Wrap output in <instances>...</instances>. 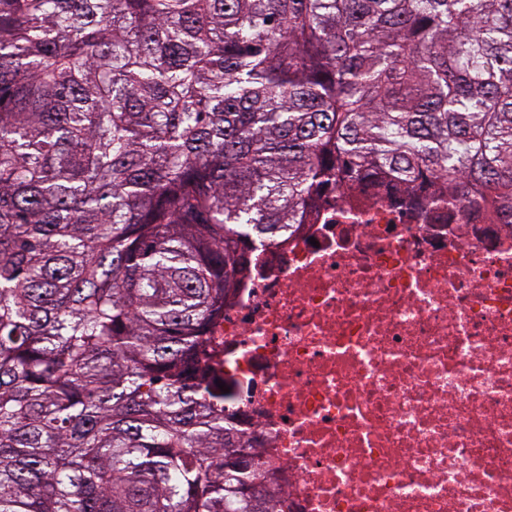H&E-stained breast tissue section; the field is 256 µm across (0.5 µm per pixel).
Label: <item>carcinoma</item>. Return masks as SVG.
I'll use <instances>...</instances> for the list:
<instances>
[{
  "label": "carcinoma",
  "instance_id": "carcinoma-1",
  "mask_svg": "<svg viewBox=\"0 0 512 512\" xmlns=\"http://www.w3.org/2000/svg\"><path fill=\"white\" fill-rule=\"evenodd\" d=\"M387 182L512 217V0H0V512H275L209 324Z\"/></svg>",
  "mask_w": 512,
  "mask_h": 512
}]
</instances>
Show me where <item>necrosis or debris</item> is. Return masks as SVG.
I'll return each mask as SVG.
<instances>
[{
	"mask_svg": "<svg viewBox=\"0 0 512 512\" xmlns=\"http://www.w3.org/2000/svg\"><path fill=\"white\" fill-rule=\"evenodd\" d=\"M484 208L331 186L256 247L208 337L277 512H512V226Z\"/></svg>",
	"mask_w": 512,
	"mask_h": 512,
	"instance_id": "1",
	"label": "necrosis or debris"
}]
</instances>
